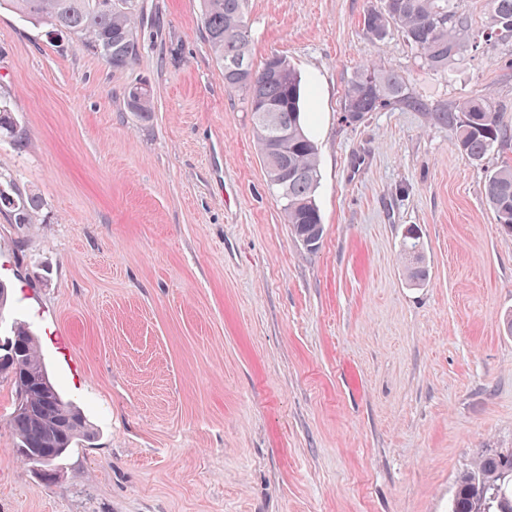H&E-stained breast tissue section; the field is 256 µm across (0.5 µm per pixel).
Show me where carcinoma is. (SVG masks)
Instances as JSON below:
<instances>
[{"instance_id":"cac0c4a2","label":"carcinoma","mask_w":512,"mask_h":512,"mask_svg":"<svg viewBox=\"0 0 512 512\" xmlns=\"http://www.w3.org/2000/svg\"><path fill=\"white\" fill-rule=\"evenodd\" d=\"M202 24L209 47L224 75V85L242 91L253 112L256 133L269 183L276 188L285 221L297 241L321 239L323 222L316 203L319 184L317 146L304 129L305 88L298 72L279 55L267 57L258 69L251 62V41L246 20V0H203ZM19 16L77 38L87 51L105 59L114 71L127 68L138 55L134 35L137 0H0ZM490 26L472 35L475 46L512 38V0H489ZM363 27L376 38L391 29L401 32L416 51L421 64L433 71L448 70V61L460 49L468 23L455 0H380L363 16ZM126 102L134 112L152 110L151 89L142 85L128 90ZM421 109L395 71L380 73L365 68L357 73L345 93L344 116L358 121L365 114L388 105ZM437 120L448 126L458 147L481 160L512 136L500 112L487 97L465 99L453 109L437 110ZM17 134L15 118L0 104V136ZM485 197L498 223L512 227V165L504 164L486 175ZM41 202L0 186V213L16 224H31ZM400 252L407 262L411 282L424 279L420 235H405ZM13 349L0 353V378L14 390L26 388L27 408L14 407L9 425L17 438L15 452L26 463L46 470L55 468L81 438L91 439L82 414L63 399L41 388L42 360L29 329L12 331ZM69 421L62 428L60 421ZM512 472V450L490 448L472 471L460 477L451 512H477L490 503L488 512H512V484L501 481Z\"/></svg>"}]
</instances>
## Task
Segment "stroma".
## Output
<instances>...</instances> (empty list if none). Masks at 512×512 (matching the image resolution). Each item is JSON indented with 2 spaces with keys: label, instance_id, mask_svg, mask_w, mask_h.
Returning a JSON list of instances; mask_svg holds the SVG:
<instances>
[{
  "label": "stroma",
  "instance_id": "1",
  "mask_svg": "<svg viewBox=\"0 0 512 512\" xmlns=\"http://www.w3.org/2000/svg\"><path fill=\"white\" fill-rule=\"evenodd\" d=\"M375 0H247L252 61L307 91L324 221L310 253L269 186L244 92L227 89L201 0H139V53L112 72L70 35L0 9V214L11 320L93 430L54 480L14 452L0 379V512H451L459 476L512 448V232L484 195L512 140L476 162L435 112L489 98L512 128V40L437 73ZM423 109L344 120L364 66ZM152 90L148 115L124 93ZM365 165L356 170L355 158ZM418 229L428 278L406 280ZM41 202L34 194L25 195L12 188L6 190L0 184V213L10 217L14 224H32Z\"/></svg>",
  "mask_w": 512,
  "mask_h": 512
}]
</instances>
